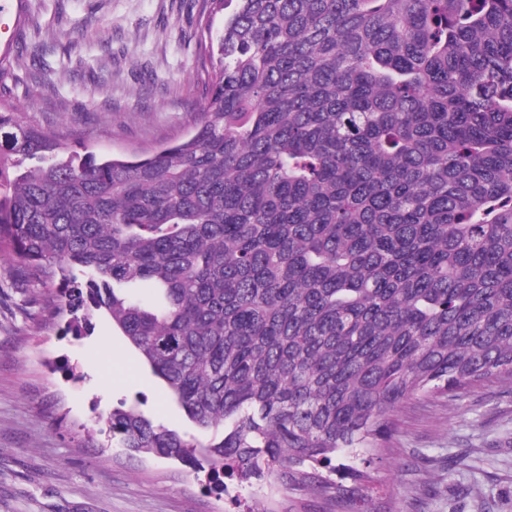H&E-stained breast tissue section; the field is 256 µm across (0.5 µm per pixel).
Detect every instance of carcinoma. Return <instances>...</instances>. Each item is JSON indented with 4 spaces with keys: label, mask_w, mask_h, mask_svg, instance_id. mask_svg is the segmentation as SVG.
Segmentation results:
<instances>
[{
    "label": "carcinoma",
    "mask_w": 512,
    "mask_h": 512,
    "mask_svg": "<svg viewBox=\"0 0 512 512\" xmlns=\"http://www.w3.org/2000/svg\"><path fill=\"white\" fill-rule=\"evenodd\" d=\"M203 4L194 130L144 157L81 153L0 95V258L221 431L116 408L130 452L393 512L364 489L394 410L512 382V0Z\"/></svg>",
    "instance_id": "carcinoma-1"
}]
</instances>
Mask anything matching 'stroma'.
Wrapping results in <instances>:
<instances>
[{
	"mask_svg": "<svg viewBox=\"0 0 512 512\" xmlns=\"http://www.w3.org/2000/svg\"><path fill=\"white\" fill-rule=\"evenodd\" d=\"M202 0H0V53L11 101L29 125L100 153L150 150L184 135L204 102L193 39ZM55 69L56 94L34 60ZM33 291L0 262V512H227L203 461H139L103 419L137 407L187 439L201 433L101 314L83 336L38 328ZM393 451L372 497L401 512H512V385L492 380L454 399L394 413ZM236 512H297L281 490L233 481Z\"/></svg>",
	"mask_w": 512,
	"mask_h": 512,
	"instance_id": "35a3bbf8",
	"label": "stroma"
}]
</instances>
